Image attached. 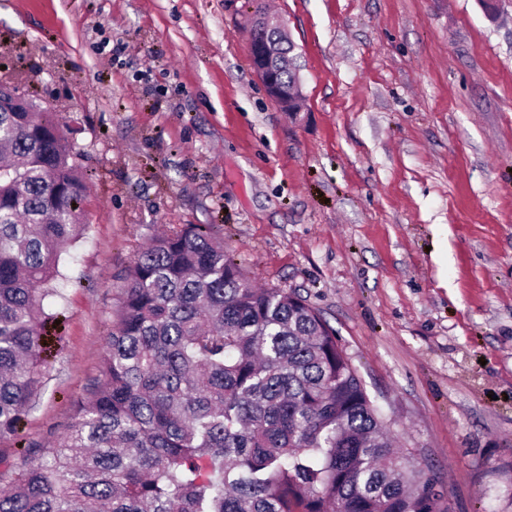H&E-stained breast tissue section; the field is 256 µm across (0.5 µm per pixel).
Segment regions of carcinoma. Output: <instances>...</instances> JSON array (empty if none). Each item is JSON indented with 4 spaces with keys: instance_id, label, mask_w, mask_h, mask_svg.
<instances>
[{
    "instance_id": "1",
    "label": "carcinoma",
    "mask_w": 512,
    "mask_h": 512,
    "mask_svg": "<svg viewBox=\"0 0 512 512\" xmlns=\"http://www.w3.org/2000/svg\"><path fill=\"white\" fill-rule=\"evenodd\" d=\"M58 128L0 112V438L45 386L44 300L87 231ZM391 428L315 308L188 227L138 253L98 384L0 512H453Z\"/></svg>"
}]
</instances>
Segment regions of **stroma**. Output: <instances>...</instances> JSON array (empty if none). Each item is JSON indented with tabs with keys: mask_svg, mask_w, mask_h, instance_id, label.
<instances>
[{
	"mask_svg": "<svg viewBox=\"0 0 512 512\" xmlns=\"http://www.w3.org/2000/svg\"><path fill=\"white\" fill-rule=\"evenodd\" d=\"M287 26L302 110L254 75ZM0 0V81L59 117L87 194L44 306L50 377L0 478L71 424L137 253L197 226L316 308L454 512H512V0ZM270 31L276 32V42L268 38ZM247 33L251 65L267 94L282 112H301L296 106L302 94L301 81L297 80L290 89L279 82L283 61L288 60V55L281 52V45L288 44L290 39L283 21L254 11L248 20Z\"/></svg>",
	"mask_w": 512,
	"mask_h": 512,
	"instance_id": "stroma-1",
	"label": "stroma"
}]
</instances>
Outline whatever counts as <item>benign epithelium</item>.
<instances>
[{"mask_svg":"<svg viewBox=\"0 0 512 512\" xmlns=\"http://www.w3.org/2000/svg\"><path fill=\"white\" fill-rule=\"evenodd\" d=\"M248 46L251 65L267 94L281 111H298V96L302 93L301 81L288 88L279 82L283 61L288 55L281 52V45L288 43V30L282 20L254 13L247 24ZM30 100L14 84L0 83V111L27 112Z\"/></svg>","mask_w":512,"mask_h":512,"instance_id":"benign-epithelium-1","label":"benign epithelium"}]
</instances>
